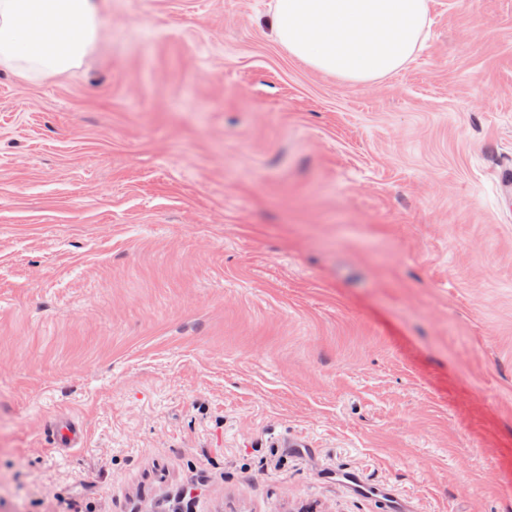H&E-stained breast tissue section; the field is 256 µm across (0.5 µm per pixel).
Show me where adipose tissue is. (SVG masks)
Instances as JSON below:
<instances>
[{"label":"adipose tissue","mask_w":512,"mask_h":512,"mask_svg":"<svg viewBox=\"0 0 512 512\" xmlns=\"http://www.w3.org/2000/svg\"><path fill=\"white\" fill-rule=\"evenodd\" d=\"M100 39L99 0H0V70L27 82L74 72Z\"/></svg>","instance_id":"1"}]
</instances>
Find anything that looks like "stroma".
<instances>
[{"mask_svg": "<svg viewBox=\"0 0 512 512\" xmlns=\"http://www.w3.org/2000/svg\"><path fill=\"white\" fill-rule=\"evenodd\" d=\"M271 4L108 0L75 74L0 73V512H383L324 467L512 512V0L366 84ZM51 438L58 448H74L84 442L83 428L69 418L57 419L50 425Z\"/></svg>", "mask_w": 512, "mask_h": 512, "instance_id": "obj_1", "label": "stroma"}]
</instances>
